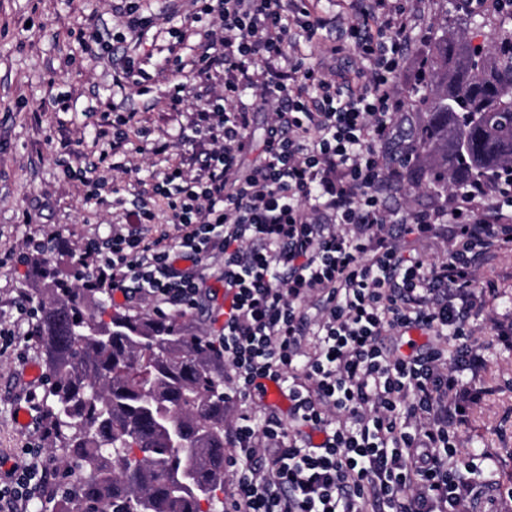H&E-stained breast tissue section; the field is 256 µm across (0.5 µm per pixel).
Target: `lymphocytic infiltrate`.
<instances>
[{
	"instance_id": "obj_1",
	"label": "lymphocytic infiltrate",
	"mask_w": 512,
	"mask_h": 512,
	"mask_svg": "<svg viewBox=\"0 0 512 512\" xmlns=\"http://www.w3.org/2000/svg\"><path fill=\"white\" fill-rule=\"evenodd\" d=\"M146 0H129L123 29L79 31L100 55L146 36L162 40L174 67L169 109L189 116L210 145L166 166L146 199L103 242L87 241L89 269L126 306L155 314L194 308L198 266L221 254L225 404L266 397L275 385L288 417L238 414L224 431L234 493L225 512H496L497 490L462 484L458 428L483 395L461 377L483 357L472 344L476 270L512 250V186L478 182L451 211L390 212L384 191L412 172L377 152L408 103L394 77L414 26L405 0H336L360 23L321 43L307 64L298 47L337 16L318 0H191L178 27L161 26ZM188 55H180L183 44ZM344 53L362 65L339 71ZM254 90L270 117L248 171ZM169 214L156 225L149 200ZM446 234V259L411 255L408 238ZM418 330L426 346L394 353L390 337ZM454 351H447L446 342ZM33 463L0 471V512H18L54 469L41 445Z\"/></svg>"
}]
</instances>
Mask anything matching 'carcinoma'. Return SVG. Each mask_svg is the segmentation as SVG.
Instances as JSON below:
<instances>
[{"instance_id":"cac0c4a2","label":"carcinoma","mask_w":512,"mask_h":512,"mask_svg":"<svg viewBox=\"0 0 512 512\" xmlns=\"http://www.w3.org/2000/svg\"><path fill=\"white\" fill-rule=\"evenodd\" d=\"M429 118L419 134L430 183L512 181V29L480 52L448 35L435 43ZM32 255L39 271L37 336L56 456L47 512H224V360L179 315L110 312V289ZM94 481L73 489L77 470Z\"/></svg>"}]
</instances>
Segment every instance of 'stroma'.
Segmentation results:
<instances>
[{"label":"stroma","instance_id":"stroma-1","mask_svg":"<svg viewBox=\"0 0 512 512\" xmlns=\"http://www.w3.org/2000/svg\"><path fill=\"white\" fill-rule=\"evenodd\" d=\"M120 5L121 0H0V327L15 334L14 347L0 351V458L11 464L28 463L23 448L48 425V383L31 373L44 365L33 335L37 318L18 315L14 307L37 285L20 256L30 243L51 235L81 248L86 239L107 237L120 220L111 204L87 202L81 184L68 174L69 168L84 163L92 147L97 118L88 106L110 97L125 109L139 110L143 127L165 134L175 154L186 152L180 141L184 120L167 109V82H148L145 95L132 84L115 88L111 59L84 53L78 42L79 30L86 27L105 34L118 29ZM443 12L455 34L475 46L491 43L506 18L496 0H426L424 14L416 19L423 36L398 78L413 107L383 147L389 163H397L401 145L413 142L427 120L430 84L419 73L433 59L436 23ZM60 95L68 98L69 111L55 110L53 101ZM142 144L133 137L113 157L118 170L106 174L109 188L128 202L134 177L125 174V167L139 166L146 175L155 162ZM428 167L427 158L419 157L417 173L402 189L387 194L389 210L447 209L448 192L430 184ZM477 274L496 293L478 298L472 309L476 338L489 348L478 373H463L485 394L458 432L459 476L473 481L476 476L465 464L474 450L489 449L493 457L482 462L478 477L497 484L503 512H512V347L491 339L494 322L512 324V252L497 254ZM20 409L28 411L27 423L18 422Z\"/></svg>","mask_w":512,"mask_h":512}]
</instances>
